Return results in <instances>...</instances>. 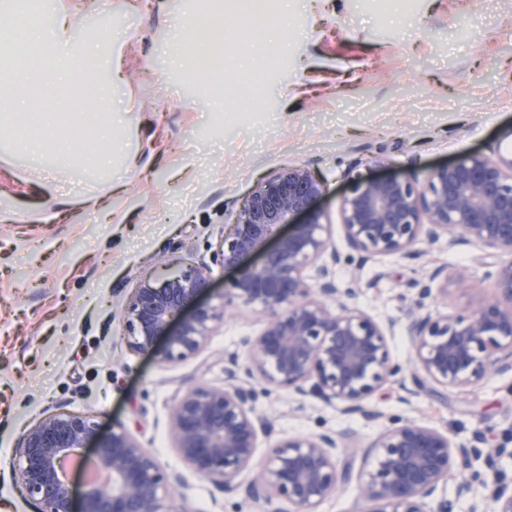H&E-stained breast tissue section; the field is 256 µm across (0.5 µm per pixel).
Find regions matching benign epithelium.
Wrapping results in <instances>:
<instances>
[{"label": "benign epithelium", "instance_id": "7a95c632", "mask_svg": "<svg viewBox=\"0 0 512 512\" xmlns=\"http://www.w3.org/2000/svg\"><path fill=\"white\" fill-rule=\"evenodd\" d=\"M512 127L486 151L413 176L372 178L356 168L346 174L339 205L345 252L333 243L329 215L314 207L324 183L309 166L290 165L264 178L224 226L217 253L238 268L219 305L200 301L210 288L209 267H191L154 285L145 282L127 299L131 345L161 363L195 354L217 322L243 309L266 315L259 336H243L224 358V386L197 385L172 408L169 432L179 459L200 479L238 498L237 512L261 507L317 512L318 506L355 482L363 512H456L462 499L471 512H512V480L499 470L512 457V434L490 442L476 434L466 443L411 418H398L360 449L366 469L338 466L344 439L354 432L326 431L279 441L257 462L268 422L255 408L263 392L286 387L347 416L378 422L384 414L370 397L397 378L403 401L421 392L466 389L512 374ZM419 241L452 249L472 245L497 260L484 275L489 294L468 314L432 311L433 293L448 296V280L466 270L432 269L416 283L407 308L413 359L408 367L390 353L384 325L345 299L336 270L346 260L361 269L386 256L407 255ZM261 262L249 263L255 253ZM95 448L94 480L76 489L63 462ZM16 482L37 512H171L166 500L185 487L126 429L100 434L93 416L50 413L28 428L15 450ZM248 471L250 478L240 479ZM455 480L448 495L449 479Z\"/></svg>", "mask_w": 512, "mask_h": 512}]
</instances>
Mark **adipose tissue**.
<instances>
[{
	"label": "adipose tissue",
	"instance_id": "obj_1",
	"mask_svg": "<svg viewBox=\"0 0 512 512\" xmlns=\"http://www.w3.org/2000/svg\"><path fill=\"white\" fill-rule=\"evenodd\" d=\"M71 12H95L98 0H70ZM45 13L22 16L0 7V47L17 94H0V130L16 132L18 153L39 156L47 136L62 137L64 144L78 141L87 129L94 130L99 147L95 165L106 169L112 164V114L88 106L87 86L96 89L97 101L107 99L100 78L107 59L98 50L96 39L85 38L74 46L71 12L58 9L46 0Z\"/></svg>",
	"mask_w": 512,
	"mask_h": 512
}]
</instances>
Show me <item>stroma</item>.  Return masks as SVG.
I'll return each instance as SVG.
<instances>
[{"label":"stroma","mask_w":512,"mask_h":512,"mask_svg":"<svg viewBox=\"0 0 512 512\" xmlns=\"http://www.w3.org/2000/svg\"><path fill=\"white\" fill-rule=\"evenodd\" d=\"M224 83L169 67L173 29L192 33L195 0H107L72 19L77 38L101 34L121 44L112 62L123 78L110 99L123 121L112 133L108 176L91 175L81 154L42 164L15 155L0 133V512H33L15 482L13 453L23 431L51 412L93 415L102 430L123 426L187 487L171 512H234L209 482L180 461L169 417L180 395L224 382V357L241 336L258 335L266 316L246 310L217 323L193 356L171 364L134 351L123 316L135 288L180 269L208 266L218 304L236 272L214 253L245 196L271 172L305 164L326 183L319 202L337 217L351 166L376 177L424 179L434 167L484 150L512 125V0H293L288 43L259 41L223 0ZM260 57L262 90L242 81ZM236 109L217 115L220 93ZM386 165H378V158ZM68 214L60 216L59 201ZM485 261L476 248L416 244L362 270L342 263L340 287L357 282L353 306L392 323L393 356L409 363L406 310L414 282L430 269H469L432 308L465 313L486 295L475 283ZM398 382L371 405L389 418L412 417L458 442L496 438L512 426V376L467 390L421 393L403 402ZM271 429L259 456L294 434L356 432L364 448L379 423L342 416L285 388L259 394Z\"/></svg>","instance_id":"1"}]
</instances>
